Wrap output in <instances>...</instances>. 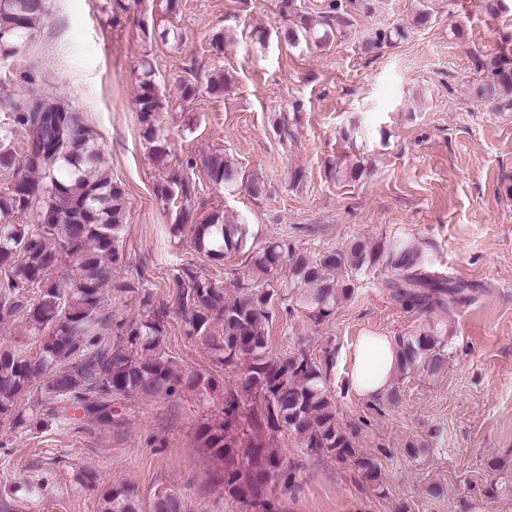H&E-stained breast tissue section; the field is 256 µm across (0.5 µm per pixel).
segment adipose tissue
<instances>
[{"label": "adipose tissue", "mask_w": 512, "mask_h": 512, "mask_svg": "<svg viewBox=\"0 0 512 512\" xmlns=\"http://www.w3.org/2000/svg\"><path fill=\"white\" fill-rule=\"evenodd\" d=\"M351 388L358 398L385 395L397 369L396 341L390 336H364L348 354Z\"/></svg>", "instance_id": "adipose-tissue-1"}]
</instances>
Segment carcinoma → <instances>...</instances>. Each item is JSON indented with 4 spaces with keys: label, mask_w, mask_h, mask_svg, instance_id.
I'll return each mask as SVG.
<instances>
[{
    "label": "carcinoma",
    "mask_w": 512,
    "mask_h": 512,
    "mask_svg": "<svg viewBox=\"0 0 512 512\" xmlns=\"http://www.w3.org/2000/svg\"><path fill=\"white\" fill-rule=\"evenodd\" d=\"M282 11L296 23L271 35L260 32V45L271 37L291 48L327 45L348 23V11L334 2L316 22L296 9V0H281ZM47 0H0V57L22 53L24 43L46 14ZM405 31H381L366 42L379 48ZM484 77L473 95L504 109L512 108V52L476 60ZM18 106L9 122L0 125V173L11 176L0 188V323L22 315L41 335L39 354L0 347V423L15 429L28 423L17 410L22 397L41 384L54 404V414L69 411L102 422L112 421L116 394L172 395L182 384L200 386V376L181 377L171 356L161 349L166 331L163 310L132 322H112L103 295L108 288L122 293L150 294L140 285L115 280L122 259L118 247L125 223L126 193L102 165L98 134L64 98L34 94ZM135 104L141 136L152 159L166 161L169 150L162 128L168 101L151 70L138 81ZM29 134L22 159L8 148L17 133ZM201 165L214 185L232 195L245 185L260 194L264 185L247 176L221 151L202 157ZM193 186L183 173L159 182L156 198L173 203L191 196ZM38 210L42 222L25 224L22 216ZM191 226L197 251L220 262L227 253L245 248V222L228 224L214 212L199 224L189 213H175L174 230ZM68 263L74 273L54 276ZM248 275L235 276L234 300L208 275L184 267L186 280L172 296L187 334L204 342L227 368L246 366L241 388L224 392V422L201 431L202 445L224 464V489L240 504L241 512H276L266 486L283 474L284 462L274 450L276 433L294 435L301 447L340 462L352 461L369 481L378 479L377 464L361 454L352 433L336 419V409L324 387L319 367L305 351L269 355L268 332L279 312L309 310L319 322L336 305L350 299L359 277L376 268L392 270L393 297L407 309L445 307L463 298L464 285L452 284L425 270L426 259L410 239L394 237L369 245L354 241L344 250L312 256L299 253L286 240L251 252ZM288 266V278L278 271ZM38 289L28 304L21 289ZM397 372L434 377L447 365L448 336L431 327L414 336H399ZM104 512H136L131 497L117 489L106 495Z\"/></svg>",
    "instance_id": "obj_1"
}]
</instances>
